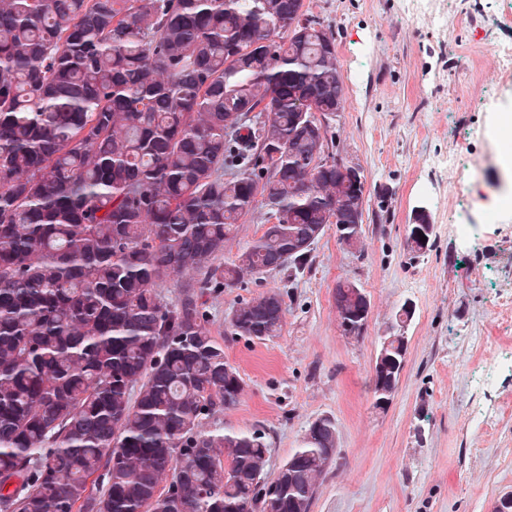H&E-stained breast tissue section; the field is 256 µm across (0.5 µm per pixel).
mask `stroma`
Returning a JSON list of instances; mask_svg holds the SVG:
<instances>
[{
	"mask_svg": "<svg viewBox=\"0 0 512 512\" xmlns=\"http://www.w3.org/2000/svg\"><path fill=\"white\" fill-rule=\"evenodd\" d=\"M432 23L415 0H303L331 25L346 83L342 111L327 118L332 156L366 179L364 245L344 249L334 226L315 242L304 270L284 268L260 283L204 291L209 328L243 380L238 403L207 429L265 433L267 475L300 447L309 425L329 418L339 456L321 476L311 512H492L512 492V367L482 376L498 348L512 346V208L483 224L480 195L498 193L491 157L493 88L512 98V76L491 59L512 43V0H433ZM464 150L468 169L451 170ZM434 226L433 244L406 249L416 209ZM473 224L472 241L457 233ZM350 281L370 300L365 329L344 336L333 301ZM275 291L284 300L279 336L232 335L239 302ZM408 351L385 408L373 403L372 367L402 305ZM484 401L502 414L475 421Z\"/></svg>",
	"mask_w": 512,
	"mask_h": 512,
	"instance_id": "35a3bbf8",
	"label": "stroma"
}]
</instances>
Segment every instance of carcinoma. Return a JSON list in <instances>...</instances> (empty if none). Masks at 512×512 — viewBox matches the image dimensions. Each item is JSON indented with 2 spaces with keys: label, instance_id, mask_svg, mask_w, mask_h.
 <instances>
[{
  "label": "carcinoma",
  "instance_id": "1",
  "mask_svg": "<svg viewBox=\"0 0 512 512\" xmlns=\"http://www.w3.org/2000/svg\"><path fill=\"white\" fill-rule=\"evenodd\" d=\"M303 0H0V512H311L335 460L328 418L262 492L261 433L204 429L243 380L197 291L280 268L328 224L363 243L365 177L319 164L310 109L345 76ZM266 112L260 129L246 115ZM272 221L230 262L256 207ZM177 304L160 288L183 272ZM363 290H334L339 320ZM384 337L396 390L405 323ZM280 294L244 301L233 334L283 326ZM167 486H161L164 475Z\"/></svg>",
  "mask_w": 512,
  "mask_h": 512
}]
</instances>
